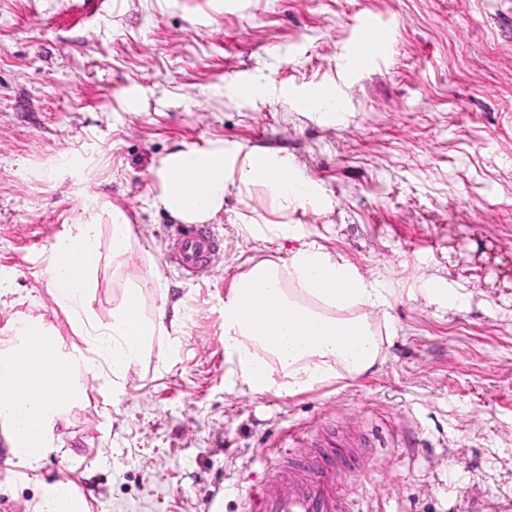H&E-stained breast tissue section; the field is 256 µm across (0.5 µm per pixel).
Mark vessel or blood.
Wrapping results in <instances>:
<instances>
[{"mask_svg":"<svg viewBox=\"0 0 512 512\" xmlns=\"http://www.w3.org/2000/svg\"><path fill=\"white\" fill-rule=\"evenodd\" d=\"M388 39L387 28L370 16L357 25L339 64L349 71L358 70L375 57L376 49ZM171 263L190 277L207 273L221 243L206 224H178L172 237ZM312 456L297 460L281 456L271 460L270 472L261 486L244 495V512H355L341 491L346 477L366 478L364 462L353 454L339 462L328 456L330 448L342 445L355 450L364 438L321 431L305 433Z\"/></svg>","mask_w":512,"mask_h":512,"instance_id":"vessel-or-blood-1","label":"vessel or blood"}]
</instances>
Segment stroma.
<instances>
[{"instance_id":"stroma-1","label":"stroma","mask_w":512,"mask_h":512,"mask_svg":"<svg viewBox=\"0 0 512 512\" xmlns=\"http://www.w3.org/2000/svg\"><path fill=\"white\" fill-rule=\"evenodd\" d=\"M0 0V336L41 323L91 338L49 286L51 248L94 200L122 208L129 251L102 263L92 307L138 288L167 327L126 377L96 378L38 459L0 426V512L64 483L86 512H242L264 459L305 429L368 434L357 512H512V0ZM385 51L336 60L362 14ZM257 94H245L240 81ZM331 85L339 110L302 95ZM223 143L233 184L208 275L167 261L159 159ZM288 164L301 197L239 182ZM312 244L379 288L376 366L292 395L250 392L224 345V301L253 264ZM285 163L275 157L253 154L248 158L241 174V180L244 182L258 183L267 187L276 196L283 197L288 200V197L300 196L299 190L290 182H285L275 178L272 174L264 177L259 176V171L270 168H279L281 164Z\"/></svg>"}]
</instances>
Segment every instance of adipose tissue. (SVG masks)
Instances as JSON below:
<instances>
[{"label":"adipose tissue","instance_id":"adipose-tissue-1","mask_svg":"<svg viewBox=\"0 0 512 512\" xmlns=\"http://www.w3.org/2000/svg\"><path fill=\"white\" fill-rule=\"evenodd\" d=\"M280 165L277 158L252 155L241 179L261 183L283 198L298 196L294 185L273 176V169ZM226 167L220 145L170 153L159 159L154 170L160 191L153 201L183 223H206L224 208ZM105 223L111 227L112 257L125 255L133 236L131 224L121 209L105 202L86 208L84 216L58 240L54 253L68 254L69 260L49 269L58 304L80 312L88 321L93 318L91 290L102 260L100 237ZM382 303L378 288L344 257L308 245L293 251L288 261L256 263L233 280L224 302L225 340L237 351L242 381L251 392L293 394L333 377L336 369L358 376L375 366L380 338L367 311ZM163 326L162 318L148 319L125 300L95 338L94 358L78 349L66 354L57 348L49 356L30 357L19 343L0 351V379L15 377L22 369L37 371L56 390L69 392L73 383L56 371L77 361L90 372L97 362H104L110 376L123 377L149 337ZM261 350L277 359L286 382L277 381L258 358ZM63 412L58 404L21 402L0 407V421L10 428L14 451L37 458L48 447L53 424Z\"/></svg>","mask_w":512,"mask_h":512}]
</instances>
